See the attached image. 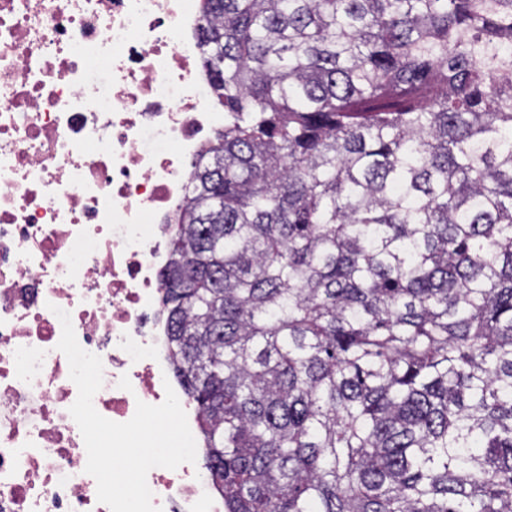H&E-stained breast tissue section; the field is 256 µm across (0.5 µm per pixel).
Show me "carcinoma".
Wrapping results in <instances>:
<instances>
[{
  "instance_id": "1",
  "label": "carcinoma",
  "mask_w": 512,
  "mask_h": 512,
  "mask_svg": "<svg viewBox=\"0 0 512 512\" xmlns=\"http://www.w3.org/2000/svg\"><path fill=\"white\" fill-rule=\"evenodd\" d=\"M224 129L162 308L224 512H512V0H202Z\"/></svg>"
}]
</instances>
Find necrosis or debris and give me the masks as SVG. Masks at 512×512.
Masks as SVG:
<instances>
[{"label":"necrosis or debris","mask_w":512,"mask_h":512,"mask_svg":"<svg viewBox=\"0 0 512 512\" xmlns=\"http://www.w3.org/2000/svg\"><path fill=\"white\" fill-rule=\"evenodd\" d=\"M200 0H0V512H110L86 473L55 314L99 356L93 404L129 421L175 378L159 299L192 160L224 126ZM161 512H223L195 465L156 467Z\"/></svg>","instance_id":"1"}]
</instances>
